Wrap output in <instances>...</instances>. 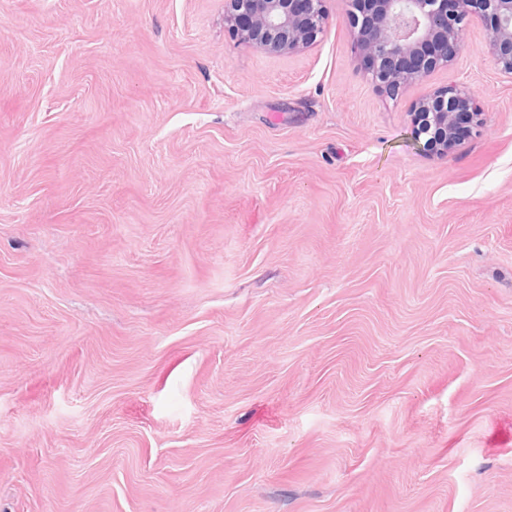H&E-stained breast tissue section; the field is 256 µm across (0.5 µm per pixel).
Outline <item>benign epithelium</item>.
Masks as SVG:
<instances>
[{
	"instance_id": "obj_1",
	"label": "benign epithelium",
	"mask_w": 512,
	"mask_h": 512,
	"mask_svg": "<svg viewBox=\"0 0 512 512\" xmlns=\"http://www.w3.org/2000/svg\"><path fill=\"white\" fill-rule=\"evenodd\" d=\"M327 0H225L224 26L241 44L273 55L298 52L317 41L328 23ZM344 17L353 29L375 86L395 97L465 47L470 18L485 23L487 53L512 74V0H348ZM467 132L482 124L469 91L437 89L412 110V134L422 149L448 151L459 119Z\"/></svg>"
}]
</instances>
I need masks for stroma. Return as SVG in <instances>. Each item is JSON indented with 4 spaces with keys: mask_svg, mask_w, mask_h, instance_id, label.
I'll return each instance as SVG.
<instances>
[{
    "mask_svg": "<svg viewBox=\"0 0 512 512\" xmlns=\"http://www.w3.org/2000/svg\"><path fill=\"white\" fill-rule=\"evenodd\" d=\"M344 9L0 0V512H512V76L387 97ZM327 0H225L224 26L240 43L273 55L317 41L328 23ZM411 116L414 141L423 150L435 154L448 151L460 116L465 121L467 135L483 123L482 113L474 106L469 91L459 86L425 95L415 104Z\"/></svg>",
    "mask_w": 512,
    "mask_h": 512,
    "instance_id": "35a3bbf8",
    "label": "stroma"
}]
</instances>
